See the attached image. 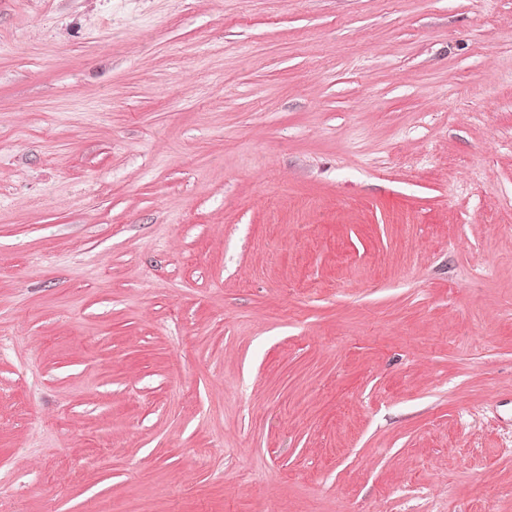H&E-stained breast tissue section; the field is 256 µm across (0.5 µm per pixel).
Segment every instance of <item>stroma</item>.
Masks as SVG:
<instances>
[{"label": "stroma", "mask_w": 512, "mask_h": 512, "mask_svg": "<svg viewBox=\"0 0 512 512\" xmlns=\"http://www.w3.org/2000/svg\"><path fill=\"white\" fill-rule=\"evenodd\" d=\"M0 512H512V0H0Z\"/></svg>", "instance_id": "obj_1"}]
</instances>
